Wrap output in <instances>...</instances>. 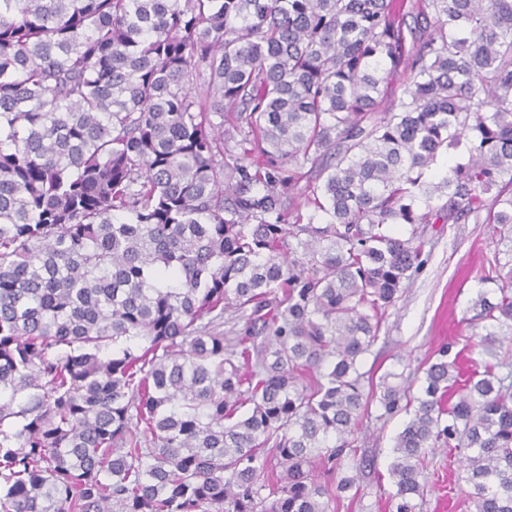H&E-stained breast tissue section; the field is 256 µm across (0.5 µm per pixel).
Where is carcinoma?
<instances>
[{"mask_svg":"<svg viewBox=\"0 0 512 512\" xmlns=\"http://www.w3.org/2000/svg\"><path fill=\"white\" fill-rule=\"evenodd\" d=\"M403 5L0 0V512H333L373 404L409 413L392 512L438 447L512 512V285L466 379L358 369L420 225L512 224V0H418L410 44ZM411 77L409 69L400 68L388 76L385 83L382 84L383 103L389 104L391 101L398 99L404 90L405 85Z\"/></svg>","mask_w":512,"mask_h":512,"instance_id":"cac0c4a2","label":"carcinoma"}]
</instances>
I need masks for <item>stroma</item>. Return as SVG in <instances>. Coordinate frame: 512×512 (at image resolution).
Returning <instances> with one entry per match:
<instances>
[{
  "label": "stroma",
  "instance_id": "1",
  "mask_svg": "<svg viewBox=\"0 0 512 512\" xmlns=\"http://www.w3.org/2000/svg\"><path fill=\"white\" fill-rule=\"evenodd\" d=\"M423 240L420 270L388 309L378 340L360 361L367 376L377 379L391 372L407 380L422 378L439 346L448 342L467 364L478 365L486 358L483 323L476 320L472 304L479 294L495 296L500 284L495 270L512 260V226L472 219L428 224ZM407 419L402 412L364 420L356 446L359 456L374 465L359 492L343 493L335 512H388L387 465L394 438ZM429 457L422 512H470L472 488L458 462L444 448L433 449Z\"/></svg>",
  "mask_w": 512,
  "mask_h": 512
}]
</instances>
